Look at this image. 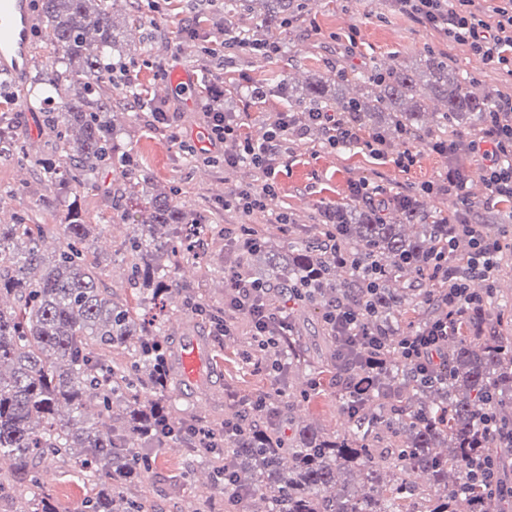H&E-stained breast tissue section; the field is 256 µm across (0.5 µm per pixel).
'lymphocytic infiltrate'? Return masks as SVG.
<instances>
[{"label": "lymphocytic infiltrate", "instance_id": "obj_1", "mask_svg": "<svg viewBox=\"0 0 512 512\" xmlns=\"http://www.w3.org/2000/svg\"><path fill=\"white\" fill-rule=\"evenodd\" d=\"M395 8L448 41L469 46L490 64L512 77V0H394ZM203 115L209 145L223 151L227 138L236 136L243 123L242 116L224 111V92L214 85L206 86ZM496 104L487 113L480 132L469 141L472 154L483 162L482 176L492 196L512 197V87L495 92ZM316 124L327 135L329 146L363 144L371 153L382 151L384 140L373 135L361 138L358 130L350 125L346 113L336 110L310 112H278L271 118V131L260 144L242 141L238 149L225 153L224 165L228 168L247 163L253 166L256 179L249 189L234 190L228 203L238 211L250 215L265 211L267 203L277 194L275 173L289 138L299 136L302 128ZM459 233L468 235L472 250L462 263L450 262L452 246H441L426 266L429 280L447 286L444 302L448 312L424 330L403 337L399 348L410 359L417 378L433 380L445 362L441 343L457 317L477 315L483 300L469 292L467 282L472 278L493 280L500 251L496 239L485 236L477 225L461 220L456 224ZM228 290L224 307L243 310L252 321L255 342L267 343L274 331L288 333L290 326L285 306H275L261 300L260 286L244 281L237 275L227 276ZM325 319L345 341H361L366 352L369 370L381 369L387 344V333L370 325L362 310L341 303L331 306Z\"/></svg>", "mask_w": 512, "mask_h": 512}]
</instances>
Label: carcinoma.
Masks as SVG:
<instances>
[{
    "label": "carcinoma",
    "instance_id": "carcinoma-1",
    "mask_svg": "<svg viewBox=\"0 0 512 512\" xmlns=\"http://www.w3.org/2000/svg\"><path fill=\"white\" fill-rule=\"evenodd\" d=\"M264 26L270 30L296 16L295 0H262ZM42 42L53 48L48 66L55 78L30 84L25 97L46 113L57 143L56 156L41 162L47 189L97 186L100 170L112 166L120 144L112 125V86L104 77L109 59L121 57L122 26L107 0H42ZM370 92L345 99L329 92L322 78L292 87L283 79L276 90L306 109L350 113L357 125L379 133L419 130L424 109L419 85H427L446 104L435 126L478 130L494 105L493 93L482 97L469 90L466 78L440 57L423 59L422 70L397 68L388 75L363 77ZM29 160L22 146L0 135V155ZM146 210L125 207L117 218L134 226L126 254L128 282L155 301L181 291L175 270L181 260L199 258L201 229L189 213L160 192L146 200ZM402 219L417 223L421 233L409 237L402 224L382 222L377 211L341 204L322 215L312 237L291 243L288 255L271 240L260 247L228 244V268L265 286L285 290L311 284L310 301L327 310L332 302L377 307L376 319L392 342L385 364L374 373L372 387L352 397L341 393L350 426L343 434L296 426L285 435L272 415L291 407L286 380L290 374L325 370L356 380L367 371L360 357L340 354L329 334V362L314 359L293 336L277 337V345L256 351L268 361L277 354L284 383L264 395L267 407L224 438V499L237 512H252L249 502L260 497L266 512H456L458 500L468 512H494L499 499L465 485L466 465L480 453L500 458L507 449L486 434L482 414L492 407L504 427L512 426V343L486 328L467 324L448 337V364L440 380L412 378L401 355L399 318L418 313L417 326L434 314L440 286L433 282L411 298L391 287L407 272L421 274L425 260L448 238L446 216L426 212L416 200L400 207ZM339 230L341 253L327 250L320 239L329 225ZM61 245L52 257L41 248L38 224H0V297H14L10 309L0 307V454L14 460L13 482L38 484L36 460L61 455L97 478L99 490L85 512H143L142 502L126 490L148 478L141 448L177 445L179 431L172 415L177 407L161 323L112 298L99 286L85 244L95 226L73 208L60 215ZM333 259L326 258V254ZM414 261L405 264L402 256ZM386 270L379 288L368 287L362 267ZM112 353L110 364L102 355ZM368 402L377 411L365 412ZM118 413V423L93 422L87 410ZM68 408V414L60 408ZM435 448H451L446 457ZM459 475L448 483V470ZM362 476L351 491L346 475Z\"/></svg>",
    "mask_w": 512,
    "mask_h": 512
}]
</instances>
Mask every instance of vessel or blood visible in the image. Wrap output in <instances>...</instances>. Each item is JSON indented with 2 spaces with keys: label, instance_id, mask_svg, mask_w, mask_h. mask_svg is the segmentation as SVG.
<instances>
[{
  "label": "vessel or blood",
  "instance_id": "1",
  "mask_svg": "<svg viewBox=\"0 0 512 512\" xmlns=\"http://www.w3.org/2000/svg\"><path fill=\"white\" fill-rule=\"evenodd\" d=\"M34 26L30 0H0V67L19 74L30 53ZM174 360L182 392L199 395L208 391L216 377L208 339L187 326L174 343Z\"/></svg>",
  "mask_w": 512,
  "mask_h": 512
}]
</instances>
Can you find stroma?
Instances as JSON below:
<instances>
[{
    "label": "stroma",
    "instance_id": "1",
    "mask_svg": "<svg viewBox=\"0 0 512 512\" xmlns=\"http://www.w3.org/2000/svg\"><path fill=\"white\" fill-rule=\"evenodd\" d=\"M301 2V20L270 32L281 46L277 55L260 59L228 51L215 59L207 57V49L223 43L229 32L248 35L262 29L264 9L260 0H239L237 10L229 16L224 13V0H214L206 8L200 7L198 0H172L168 5L162 2L154 12L145 7L133 11L130 0H115V17L129 12L136 17L135 24L123 33L124 62L131 70L132 80L146 99L172 113L179 130L175 141L151 131L150 112H131L122 92L116 90L112 93L111 116L118 140L139 181L171 193L203 224L204 235L201 260L183 264L177 273L181 294L167 298L160 308L142 301L140 293L127 281L124 261L123 244L132 228L113 219L117 190L123 184L121 169H105L98 176L96 189H73L60 198L61 206L76 205L85 220L96 227L87 242V256L97 265L100 287L127 301L138 313L156 316L167 336L178 335L185 322L207 330L205 319L196 314L187 298L196 296L209 309L223 306L225 229L248 223L284 248L296 239L310 236L325 207L352 201L353 185L370 182L384 188L382 199L387 206L381 215L389 222L399 219L388 206L399 194L415 195L425 210L449 216L462 211L464 203L474 204V211L468 212L470 221L494 226L503 259L493 284L477 279L471 288L479 294L493 289L503 315L498 332L512 338V202L491 197L486 191L474 194L473 186L482 178L481 161L467 150L469 131L448 129L441 134L442 139L455 144L457 154L466 158L468 172L459 193L426 191V184L440 182L448 171L447 158L430 150V135H422L416 163L404 168L396 163L405 149L397 136H388L385 152L379 156L359 145L330 148L325 144L324 131L315 125L301 138L289 141L276 176L279 190L267 211L247 217L237 210L224 209V199L233 189L253 184L254 169L246 163L225 169L223 156L206 148L203 115L197 102L164 93V76L146 67V59L169 61L196 75L205 68L223 74L225 105L248 113L242 134L258 143L268 135L271 113L288 111L289 105L281 98L253 97L252 91L257 85L283 78L300 88L315 76L333 78L346 73L350 79L341 83V94L347 99L360 98L365 89L357 81V74L385 73L398 65L415 69L426 56L434 55L466 77L474 94L504 82L503 75L481 55L468 46L433 36L419 22L392 9L390 0ZM193 23L199 28L198 38L179 37V29ZM46 56L42 48H35L29 56L26 76L0 86V100L5 101L13 117L14 138L30 157L29 162L21 164L15 157L0 156V224H14L23 217L28 223L41 225L42 250L49 257L60 244L58 212L39 203L48 191L35 163L54 158L56 149L42 113L28 112L23 107L31 82L45 76L42 62ZM278 213L286 216V223H270V216ZM250 331L248 316L241 314L234 322L232 335L210 337L218 386L207 405L191 408L200 423L223 425L228 406H241L271 389L274 373L242 360ZM291 392L289 419L327 432L343 430L342 403L331 375H321L316 389L302 375H294ZM146 454L149 477L131 490L143 503V512H230L222 488L213 484L212 468L201 449L181 443L174 448H150ZM37 468L38 486L15 487L11 484V462L0 464V486L7 489L0 496V512H15L16 508L41 499L48 500L56 512H84L86 501L99 490L96 480L84 476L62 457L45 456L38 460Z\"/></svg>",
    "mask_w": 512,
    "mask_h": 512
}]
</instances>
